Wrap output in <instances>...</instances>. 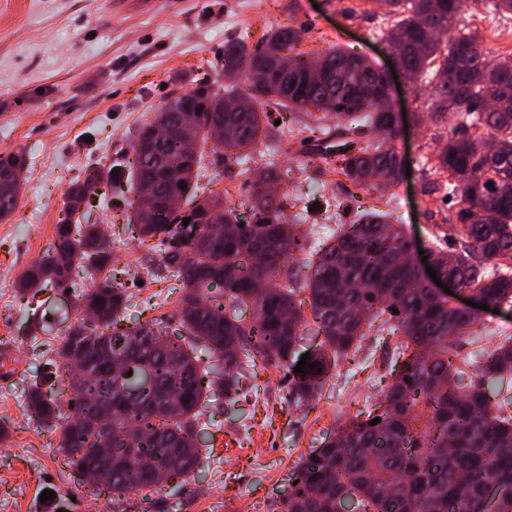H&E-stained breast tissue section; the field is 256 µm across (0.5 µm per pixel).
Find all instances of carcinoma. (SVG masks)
Here are the masks:
<instances>
[{
  "mask_svg": "<svg viewBox=\"0 0 512 512\" xmlns=\"http://www.w3.org/2000/svg\"><path fill=\"white\" fill-rule=\"evenodd\" d=\"M381 2L396 16L380 31L391 54L411 71L413 82L433 79L437 99L431 111L459 117L475 130L462 136L453 130L436 143L434 167L448 174V182L433 181L424 189L427 195L444 189L458 199L456 218L443 219L447 239L457 247L451 273L491 304L511 305L512 79L504 72L512 58L489 61L474 36L456 29L467 0ZM298 43V32L281 23L253 48L244 39L224 43L225 70L254 63L244 82L173 94L137 133L147 134L156 122L170 127L160 150L142 154L133 145V156L120 154L68 186L70 200L128 184L132 238L157 239L161 267L182 282L178 329L127 324L131 296L112 273V244L68 203L53 244L23 272L20 297L81 289L89 317L58 332L55 356L65 364L73 347L100 356L121 346L150 364L155 383L141 389L129 373L68 370L61 383L46 377L31 383L25 407L37 423L60 428L58 448L80 476L98 450L94 422L112 398V464L97 486L116 501L134 488L155 492L194 473L205 455L195 442L196 425L211 403L236 402L246 374L242 362L258 357L286 370L291 400L301 407L366 336L398 334L406 358L382 404L368 405L301 460L291 472L296 485L283 512H342L349 500L357 502L358 512H512V411L492 408L487 392L512 374V336L474 366L459 361L452 353L457 344L475 342L487 329L477 315L424 287L397 225L374 209L355 224L329 229L318 243L288 219V190L277 195L271 189L278 180L277 157L293 152L314 171L330 168L353 186L374 190L380 201L390 197L401 172L388 146L397 137L392 115L381 103L352 94L354 87L378 80L371 67L340 46L305 54L296 52ZM292 55L302 68L275 76L280 61ZM319 64L336 82L313 81L302 91L307 71ZM453 68L459 78L450 85L443 76ZM234 100L247 101L246 109L226 111ZM174 106L201 109L200 120L180 125ZM297 112L307 117L299 130L286 120ZM211 119L224 120L222 138L214 136ZM358 123L379 131L381 142L364 146L352 139ZM184 138L192 141L193 155L173 168L169 157L181 153ZM263 140L271 141L274 152L246 202L234 207L201 197L198 177L206 165L241 166L249 148ZM483 143L486 156L477 153ZM26 165L21 150L0 157L1 221L19 205ZM173 198L193 222L185 225L181 213L165 209L151 223L141 221L146 202ZM211 208L218 214L210 222L203 215ZM297 253L309 270L300 286L281 279L285 258ZM302 289L309 293L310 320L302 312ZM308 329L321 337L320 347L300 373L294 371L298 344ZM471 366L478 382L465 391L452 387ZM68 392L74 411L64 417L60 404ZM375 418L380 423L370 425ZM130 439L138 441L142 466L126 461Z\"/></svg>",
  "mask_w": 512,
  "mask_h": 512,
  "instance_id": "1",
  "label": "carcinoma"
}]
</instances>
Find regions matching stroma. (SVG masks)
Instances as JSON below:
<instances>
[{"instance_id": "obj_1", "label": "stroma", "mask_w": 512, "mask_h": 512, "mask_svg": "<svg viewBox=\"0 0 512 512\" xmlns=\"http://www.w3.org/2000/svg\"><path fill=\"white\" fill-rule=\"evenodd\" d=\"M0 0V155L24 151L28 166L16 212L0 223V512H281L291 472L325 436L380 401L392 384L388 366L398 357L393 344L367 338L361 351L340 363L308 407L289 404L285 371L253 365L248 392L235 409L214 405L196 430L208 452L194 474L155 493L132 491L122 502L78 483L60 462L58 437L38 426L24 407L31 382L43 376L53 352L32 342L28 310L16 290L25 269L52 244L65 217L66 189L85 170L99 167L114 151L130 149L153 111L173 93L214 80L224 81V44L249 34L258 41L272 24L292 22L300 51L340 44L388 70L390 53L377 31L389 22L372 0ZM458 28L473 34L486 57L512 56V14L491 12L475 0L458 16ZM406 129L392 144L408 176L393 189L386 208L403 227L411 247H448L437 225L458 209L456 199L423 195L426 182L446 181L429 160L435 142L447 137L454 120L418 122L430 88L390 87ZM280 173L292 194L313 208L299 225L317 237L323 224L352 223L375 207L376 195L341 187L332 172L314 173L299 156L280 158ZM206 192L235 203L250 193L245 177L219 164L200 179ZM335 195L334 214L319 210L322 194ZM118 204L93 205L90 223L112 241V265L122 271L133 296L129 320H163L174 330L182 295L175 278L160 276V253L152 241L131 238L117 220ZM489 332L479 344L460 343L469 359L512 336V306L482 312ZM54 492L41 500L44 489Z\"/></svg>"}]
</instances>
